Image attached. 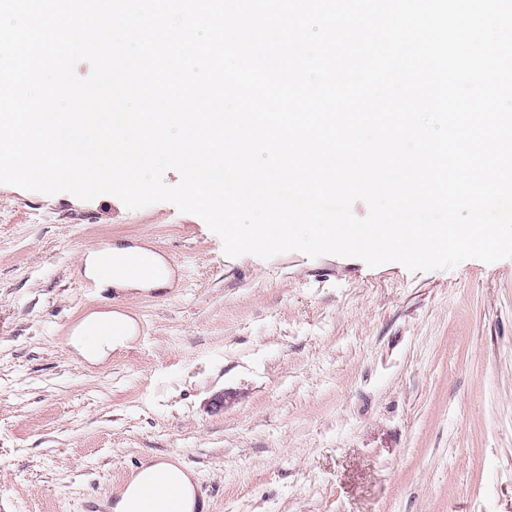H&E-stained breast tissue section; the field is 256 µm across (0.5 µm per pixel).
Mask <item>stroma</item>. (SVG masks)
Segmentation results:
<instances>
[{"instance_id": "obj_1", "label": "stroma", "mask_w": 512, "mask_h": 512, "mask_svg": "<svg viewBox=\"0 0 512 512\" xmlns=\"http://www.w3.org/2000/svg\"><path fill=\"white\" fill-rule=\"evenodd\" d=\"M115 244L186 278L114 290L146 341L85 361L83 259ZM173 454L214 512H512V259L232 258L168 202L0 184V512H87Z\"/></svg>"}]
</instances>
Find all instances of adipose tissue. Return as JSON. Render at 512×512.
<instances>
[{
  "mask_svg": "<svg viewBox=\"0 0 512 512\" xmlns=\"http://www.w3.org/2000/svg\"><path fill=\"white\" fill-rule=\"evenodd\" d=\"M138 261L151 267L161 266V256L147 248L138 246H114L103 251L88 250L85 260V272L95 277L103 275L108 261ZM101 332L96 336L77 335L73 340L75 350L84 359L100 361L110 352L127 346L130 335L115 336L109 331L110 316H101L97 319ZM197 478L193 471L181 468L179 465L152 461L141 464L134 472L127 484L116 492L113 512H138L139 491L143 485H152L155 492L154 512H168V497L171 492H178L183 512H194L197 501L195 499V485Z\"/></svg>",
  "mask_w": 512,
  "mask_h": 512,
  "instance_id": "obj_1",
  "label": "adipose tissue"
}]
</instances>
